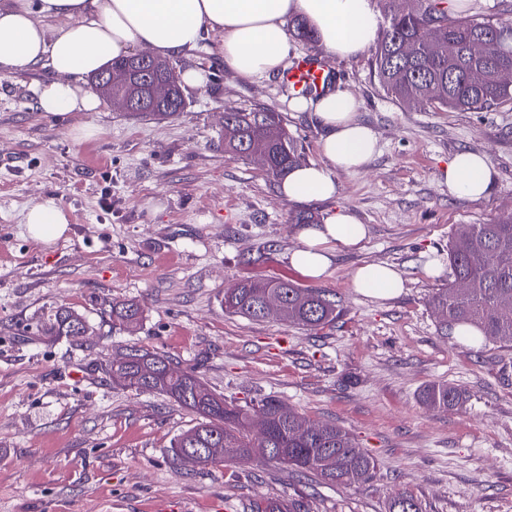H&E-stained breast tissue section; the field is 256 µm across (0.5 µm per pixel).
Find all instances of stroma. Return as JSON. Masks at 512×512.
I'll list each match as a JSON object with an SVG mask.
<instances>
[{"instance_id":"35a3bbf8","label":"stroma","mask_w":512,"mask_h":512,"mask_svg":"<svg viewBox=\"0 0 512 512\" xmlns=\"http://www.w3.org/2000/svg\"><path fill=\"white\" fill-rule=\"evenodd\" d=\"M219 43L210 36L174 60L203 80L163 120L105 100L46 117L36 110L44 71L0 77V512H250L262 498L301 512H388L401 493L422 512H512V347L441 335L433 306L453 280L449 240L512 215V103L403 108L374 80L372 51L329 61L380 151L363 172L336 173L333 200L294 203L256 160L225 153L224 109L279 112L305 165L323 160L320 131L290 110L284 81L239 78ZM462 150L489 157L483 199L448 194L444 169ZM41 199L68 218L48 245L24 224ZM335 208L368 235L337 251L318 282L288 263L299 244L291 218ZM366 263L398 271L401 292H358L351 275ZM278 276L335 293L336 321L311 330L225 312L239 281ZM118 300L141 305L136 331L113 328ZM60 309L85 317V343L46 335ZM132 346L197 367L226 400L273 397L306 422L342 428L374 458L372 479L328 485L276 461L173 464L171 445L196 417L113 385L105 364ZM434 382L461 388L462 404L426 406Z\"/></svg>"}]
</instances>
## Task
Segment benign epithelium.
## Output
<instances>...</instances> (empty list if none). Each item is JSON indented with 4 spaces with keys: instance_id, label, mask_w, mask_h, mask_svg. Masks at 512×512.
Wrapping results in <instances>:
<instances>
[{
    "instance_id": "1",
    "label": "benign epithelium",
    "mask_w": 512,
    "mask_h": 512,
    "mask_svg": "<svg viewBox=\"0 0 512 512\" xmlns=\"http://www.w3.org/2000/svg\"><path fill=\"white\" fill-rule=\"evenodd\" d=\"M121 80L123 89H115L114 76L109 70L93 81V87L112 105L125 112L137 111L138 97L141 95L155 107H166L172 100L175 90L179 88L176 69L172 67L163 69V65L147 52H138L129 56Z\"/></svg>"
}]
</instances>
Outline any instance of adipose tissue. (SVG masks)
Instances as JSON below:
<instances>
[{
	"label": "adipose tissue",
	"mask_w": 512,
	"mask_h": 512,
	"mask_svg": "<svg viewBox=\"0 0 512 512\" xmlns=\"http://www.w3.org/2000/svg\"><path fill=\"white\" fill-rule=\"evenodd\" d=\"M291 18L303 19L332 59L355 58L380 36L371 0H0V74L45 69L38 112H91L97 99L85 81L114 59L140 46L164 59L180 57L216 33L225 64L239 77L269 78L288 66ZM289 107L309 113L319 126L324 161L294 168L280 192L297 203L332 199L335 173L363 171L377 150V137L358 119L359 102L343 84L328 85L314 98L292 99ZM444 179L450 194L477 200L488 193L493 169L486 155L462 151L449 161ZM25 222L30 237L42 243L68 230L65 213L50 199L34 203ZM366 237V225L346 210H332L322 223L300 230L289 263L306 277L324 278L334 248H359ZM352 283L378 299L403 288L398 272L379 263L358 266Z\"/></svg>",
	"instance_id": "1"
}]
</instances>
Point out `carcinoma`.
Segmentation results:
<instances>
[{"mask_svg": "<svg viewBox=\"0 0 512 512\" xmlns=\"http://www.w3.org/2000/svg\"><path fill=\"white\" fill-rule=\"evenodd\" d=\"M385 28L378 42L372 73L382 90L404 107L427 105L435 109L481 111L512 101V84L500 74L512 70V20L487 18L483 21L452 19L447 0H422L415 13L398 11L395 0H378ZM415 51L406 55L405 42ZM483 51H472L475 43ZM483 73L474 85L468 74ZM280 125L272 110L240 112L224 109V152L241 158L262 151L268 157L267 173L285 177L298 166L300 155L292 137L280 129V137L268 140L266 124ZM493 251L497 260L486 262ZM448 261L454 282L434 298L439 329L446 333L457 326H472L483 337L512 345V317L502 314L512 308V216L490 224H473L469 234L448 245ZM466 287L459 288L456 282ZM274 294L288 309L290 324L314 328L336 318L337 303L325 289L301 288L285 277L247 279L233 296L224 297V310L253 321L265 319L263 302ZM112 323L132 332L140 325L143 310L134 301L112 303ZM86 320L66 309L57 311L46 327L49 336H64L73 343L82 338ZM112 382L136 392L166 395L194 413L196 424L173 442L172 457L178 463L199 455L200 467L225 464L226 449H238L237 460L256 457L280 461L302 474H312L327 484L356 486L368 481L375 468L374 458L360 448L344 430L328 423H314L304 436L294 432V414L272 398L241 406L224 400L208 389L196 367L179 369L163 355L136 347L113 360L107 368ZM427 406L448 409L463 401V392L447 383L427 386L422 393ZM254 512H299L293 504L264 500ZM389 512H421L413 497L398 495Z\"/></svg>", "mask_w": 512, "mask_h": 512, "instance_id": "cac0c4a2", "label": "carcinoma"}]
</instances>
